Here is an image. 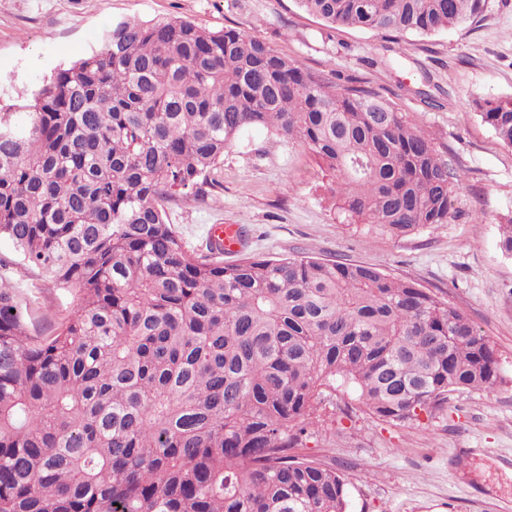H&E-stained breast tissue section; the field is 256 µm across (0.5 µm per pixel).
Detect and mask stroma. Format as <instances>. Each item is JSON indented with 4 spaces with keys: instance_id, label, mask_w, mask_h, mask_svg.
Segmentation results:
<instances>
[{
    "instance_id": "35a3bbf8",
    "label": "stroma",
    "mask_w": 512,
    "mask_h": 512,
    "mask_svg": "<svg viewBox=\"0 0 512 512\" xmlns=\"http://www.w3.org/2000/svg\"><path fill=\"white\" fill-rule=\"evenodd\" d=\"M172 18L256 35L301 71L373 90L431 135L457 186L451 217L405 238L342 223L309 150L264 128L225 150L204 196L165 208L196 253L206 225L236 224L247 254L373 266L462 310L497 350L492 391L453 393L411 423L379 420L338 395L306 453L345 474L347 512H512V256L499 247L512 217V148L474 108L512 96V0H488L481 16L428 36L332 29L295 0H0V106L99 51L112 23ZM0 277L20 286L34 333L78 302L23 265Z\"/></svg>"
}]
</instances>
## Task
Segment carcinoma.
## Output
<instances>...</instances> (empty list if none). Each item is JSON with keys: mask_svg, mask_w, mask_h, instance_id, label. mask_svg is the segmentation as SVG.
Returning a JSON list of instances; mask_svg holds the SVG:
<instances>
[{"mask_svg": "<svg viewBox=\"0 0 512 512\" xmlns=\"http://www.w3.org/2000/svg\"><path fill=\"white\" fill-rule=\"evenodd\" d=\"M329 27L431 35L487 0H296ZM512 147V97L476 103ZM301 141L348 224H446L428 133L376 93L262 39L173 18L104 45L0 111V238L79 303L29 333L0 277V512H347L299 450L336 392L410 423L500 380L495 346L411 281L315 257L189 251L164 203L204 193L250 128Z\"/></svg>", "mask_w": 512, "mask_h": 512, "instance_id": "1", "label": "carcinoma"}]
</instances>
